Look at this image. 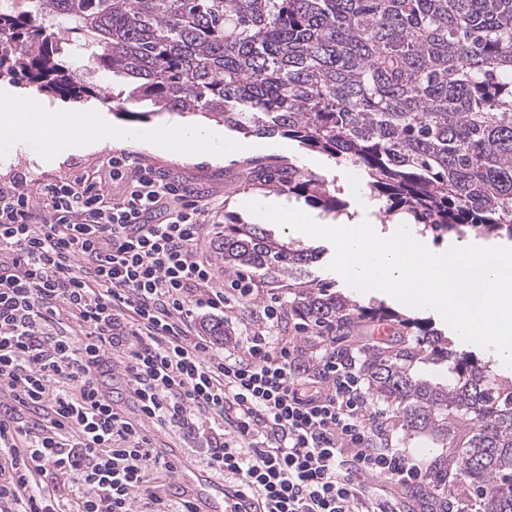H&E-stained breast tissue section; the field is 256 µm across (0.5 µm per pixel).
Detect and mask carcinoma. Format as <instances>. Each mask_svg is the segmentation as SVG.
<instances>
[{
    "label": "carcinoma",
    "mask_w": 512,
    "mask_h": 512,
    "mask_svg": "<svg viewBox=\"0 0 512 512\" xmlns=\"http://www.w3.org/2000/svg\"><path fill=\"white\" fill-rule=\"evenodd\" d=\"M75 36L87 39L90 70L126 80L129 101L358 166L382 224L403 215L437 240L512 239V0H12L0 5V76L100 93L65 63ZM240 183L335 217L347 209L281 157L247 159ZM219 253L239 275L288 278L297 318L391 323L414 337L364 353L369 394L404 430L448 446L432 464L435 486L472 491L469 512H512V377L454 350L426 317L296 277L320 251L260 224L224 214ZM459 421L471 425L460 440Z\"/></svg>",
    "instance_id": "1"
}]
</instances>
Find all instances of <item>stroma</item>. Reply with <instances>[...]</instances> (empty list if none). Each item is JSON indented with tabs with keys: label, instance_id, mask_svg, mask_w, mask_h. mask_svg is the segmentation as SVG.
I'll list each match as a JSON object with an SVG mask.
<instances>
[{
	"label": "stroma",
	"instance_id": "stroma-1",
	"mask_svg": "<svg viewBox=\"0 0 512 512\" xmlns=\"http://www.w3.org/2000/svg\"><path fill=\"white\" fill-rule=\"evenodd\" d=\"M93 81L97 85L100 94L96 97L82 98V105L91 108H100L112 115L113 122L122 129H138L160 122L161 113L147 112L145 104H128L129 113L140 112L137 120H129L128 116L121 117L117 114V104L114 100L118 90L122 88L121 79L113 77L111 73L100 71L94 73ZM224 136L237 143V151L225 156L223 162L214 164L208 161H190L172 157L161 151H149L127 143H110L98 150L68 157L64 162L46 165L26 155H7L0 153V187H9L15 181L25 180L33 201H40V191L44 184L61 180L75 179L88 174L97 175L101 180L104 193H111L112 180L108 174L107 159L114 151L123 150L134 155L141 163L154 166L165 178L180 180L191 191L200 193L210 199L216 210L213 223L205 225L200 238L197 252L200 257L213 263L218 272L219 280L230 283L234 279L233 270L227 269L218 252V244L221 240L220 233L224 229V211H234L238 208V194L230 193L228 187L235 180L237 172L246 157L241 147L245 140L242 134L232 130H225ZM266 154L277 155L290 159L298 166L315 174L329 186H338L343 190L342 197L348 203L349 210L360 207V200L348 190L349 184L360 183L364 175L357 167L351 164H339L326 156L312 153L302 149L298 143L281 136H273L270 145L265 149ZM259 289L255 291L246 308L236 309L230 312L229 317L235 331L241 332L252 327L254 316L270 298H278L284 305H292L297 300L296 291L290 290L287 282L276 283L269 278H259ZM372 327L363 323H351L346 328L336 333V347L339 350L353 353L354 356H362L369 348H386L396 345L398 335H390L384 338L372 336ZM369 407L377 413L389 416L390 425L394 431V438L400 447L410 451L424 463L432 460L442 452V448L433 442L431 436L425 434H412L406 432L400 426L398 420L392 419L391 410L380 401L370 402ZM147 429L153 437L156 448L166 458L174 462L182 460L191 461L197 468L207 466L204 448L206 441L201 436H189L179 428L172 426L160 427L148 424Z\"/></svg>",
	"mask_w": 512,
	"mask_h": 512
}]
</instances>
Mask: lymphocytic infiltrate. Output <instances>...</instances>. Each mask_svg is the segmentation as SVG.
Masks as SVG:
<instances>
[{
  "mask_svg": "<svg viewBox=\"0 0 512 512\" xmlns=\"http://www.w3.org/2000/svg\"><path fill=\"white\" fill-rule=\"evenodd\" d=\"M107 165L109 198L89 176L44 185L39 206L23 184L0 188V512H132L147 472L174 469L149 422L208 425L209 465L251 512H396L365 477L404 492L427 469L369 412L353 354L316 321L295 326L313 356L272 340L276 299L231 346L202 333V311L245 307L256 288L220 287L198 255L209 199L131 154ZM66 319L81 339L56 331ZM116 346L135 420L104 388Z\"/></svg>",
  "mask_w": 512,
  "mask_h": 512,
  "instance_id": "1",
  "label": "lymphocytic infiltrate"
}]
</instances>
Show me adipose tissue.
<instances>
[{
    "label": "adipose tissue",
    "mask_w": 512,
    "mask_h": 512,
    "mask_svg": "<svg viewBox=\"0 0 512 512\" xmlns=\"http://www.w3.org/2000/svg\"><path fill=\"white\" fill-rule=\"evenodd\" d=\"M132 140L141 148L175 157L224 159V133L210 125H189L169 118L135 131L111 125L105 112L87 116L49 102L33 90L0 88V145L54 164L98 148L106 140Z\"/></svg>",
    "instance_id": "adipose-tissue-1"
}]
</instances>
